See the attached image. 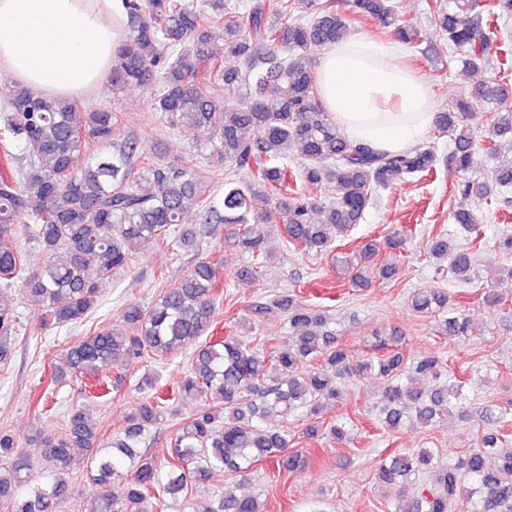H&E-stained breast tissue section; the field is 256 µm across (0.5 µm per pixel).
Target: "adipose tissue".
Instances as JSON below:
<instances>
[{
	"mask_svg": "<svg viewBox=\"0 0 512 512\" xmlns=\"http://www.w3.org/2000/svg\"><path fill=\"white\" fill-rule=\"evenodd\" d=\"M128 12V0H0V70L39 95L88 93L112 69ZM317 75L333 121L374 149L405 152L436 121L429 86L389 42L348 36L325 48Z\"/></svg>",
	"mask_w": 512,
	"mask_h": 512,
	"instance_id": "1",
	"label": "adipose tissue"
}]
</instances>
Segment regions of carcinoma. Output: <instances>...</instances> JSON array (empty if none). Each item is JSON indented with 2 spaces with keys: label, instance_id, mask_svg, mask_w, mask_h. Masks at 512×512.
Masks as SVG:
<instances>
[{
  "label": "carcinoma",
  "instance_id": "carcinoma-1",
  "mask_svg": "<svg viewBox=\"0 0 512 512\" xmlns=\"http://www.w3.org/2000/svg\"><path fill=\"white\" fill-rule=\"evenodd\" d=\"M293 4L258 0L240 11L227 7L226 0L200 5L132 0L128 31L109 77L112 93L162 82L155 112L171 127L196 133L192 151L179 163L164 162L136 139L118 138L120 118L110 109L35 96L23 87L10 90L0 112V288L21 283L40 329L85 321L98 305L102 284L134 261V245L193 246L197 232L178 231L191 207L204 223L224 225V246L247 255L234 279L248 285L255 269L272 258L267 226L251 216L253 199L274 198L285 246L326 252L333 242L330 230L347 236L376 190L436 168L440 158L431 147L388 155L343 135L316 102L309 54L346 39L348 22L336 0H311L307 21L290 18ZM351 7L394 30L402 43L416 44L418 32L400 23L392 0H351ZM433 13L468 71L493 65L498 43L476 0H455L454 9ZM505 96L500 83L481 81L439 113V131L453 137L448 168L462 173L476 161L477 140L459 116L477 103L498 104ZM487 139L492 157L498 141L512 139V109L493 112ZM93 143L100 151L91 156ZM292 149L301 159L296 172L288 169ZM200 158L244 177L224 182L222 173L215 174V182H224V192L216 195L196 178ZM325 181L339 188L329 205L318 197ZM511 189L512 161L501 163L490 182L458 185L462 196L477 199ZM21 228L43 253L36 269H26L17 246ZM429 253L447 260L458 281L471 280V249L438 234ZM376 256L378 247L371 243L357 254L354 284L396 274V265H379ZM223 294L216 264L199 258L179 280L164 285L151 305L130 302L117 323L80 337L66 350L64 364L51 371L53 387L69 377L96 381L103 365L129 366L194 348L177 395L212 404L176 429L171 458L158 462L141 449L172 400L156 388L143 393L127 426L106 444L87 406L73 405L61 434L40 431L30 439L34 454L12 431L0 430V503L12 512H57L77 495L69 471L80 449L96 486L84 512L182 510L189 484L225 473L236 483L226 486L205 512H265L260 496L240 492V485L262 461L283 472L305 467V456L288 450V418L299 412L311 420L307 437L326 429L332 439H346L345 422L324 426L314 421L325 405L344 400V380L371 374L385 380L377 409L390 431L435 427L461 397L462 380L445 372L436 358L420 357L407 367L397 352L355 359L338 343L329 316L283 295L251 310L255 317L273 311L288 315V336L269 354L246 336L216 338L214 317ZM450 301L446 291H421L413 294L411 306L446 314ZM16 323L15 307L0 293L1 367L12 359ZM469 331L470 320L460 307L441 320L448 338H464ZM425 377L434 381L429 389L417 386ZM272 420L280 425L268 426ZM502 436L501 430L485 434L481 449L448 466L431 448L394 451L384 458L376 480L394 494V512H453L460 500L470 502V512H512V451L499 450ZM37 456L49 470L42 483L32 482Z\"/></svg>",
  "mask_w": 512,
  "mask_h": 512
}]
</instances>
